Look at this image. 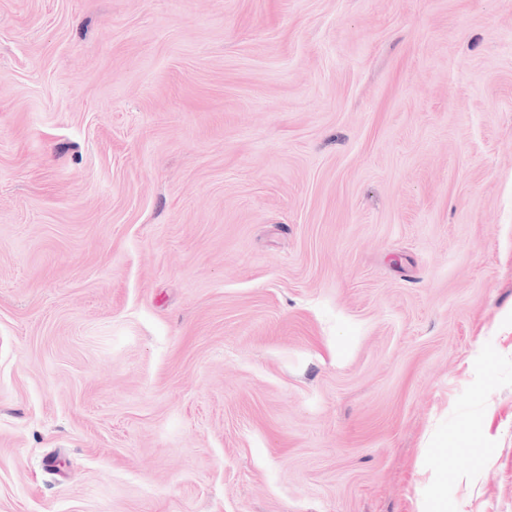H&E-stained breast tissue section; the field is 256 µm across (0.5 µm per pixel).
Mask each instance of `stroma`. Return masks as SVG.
<instances>
[{
  "instance_id": "35a3bbf8",
  "label": "stroma",
  "mask_w": 512,
  "mask_h": 512,
  "mask_svg": "<svg viewBox=\"0 0 512 512\" xmlns=\"http://www.w3.org/2000/svg\"><path fill=\"white\" fill-rule=\"evenodd\" d=\"M425 501L512 512V0H0V512Z\"/></svg>"
}]
</instances>
